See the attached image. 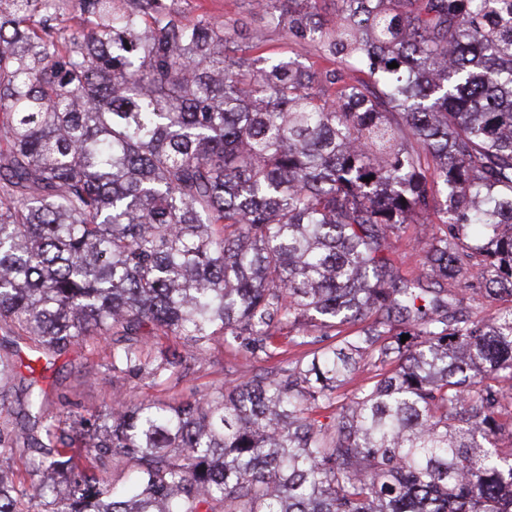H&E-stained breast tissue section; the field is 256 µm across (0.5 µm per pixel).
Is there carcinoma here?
Listing matches in <instances>:
<instances>
[{"mask_svg":"<svg viewBox=\"0 0 512 512\" xmlns=\"http://www.w3.org/2000/svg\"><path fill=\"white\" fill-rule=\"evenodd\" d=\"M250 2L330 66L165 0H79L63 40L67 0H0V512H512V0ZM431 213L404 275L388 241ZM310 325L264 374L100 410L14 359L164 385Z\"/></svg>","mask_w":512,"mask_h":512,"instance_id":"carcinoma-1","label":"carcinoma"}]
</instances>
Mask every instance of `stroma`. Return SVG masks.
<instances>
[{
    "label": "stroma",
    "mask_w": 512,
    "mask_h": 512,
    "mask_svg": "<svg viewBox=\"0 0 512 512\" xmlns=\"http://www.w3.org/2000/svg\"><path fill=\"white\" fill-rule=\"evenodd\" d=\"M187 18L205 13L235 26L241 36L256 39L259 54L277 56L283 53L312 63L315 56L308 49L274 30L267 15L252 10L249 0H167ZM87 352L75 347L56 357L53 365L43 370L42 384L52 394H63L82 405L102 408L118 398L154 400L202 396L223 386L239 375H253L274 367L277 358L255 357L238 346H227L223 339L209 345L205 359L192 363L186 377L175 388L168 389L150 380L109 378L91 370Z\"/></svg>",
    "instance_id": "obj_1"
}]
</instances>
